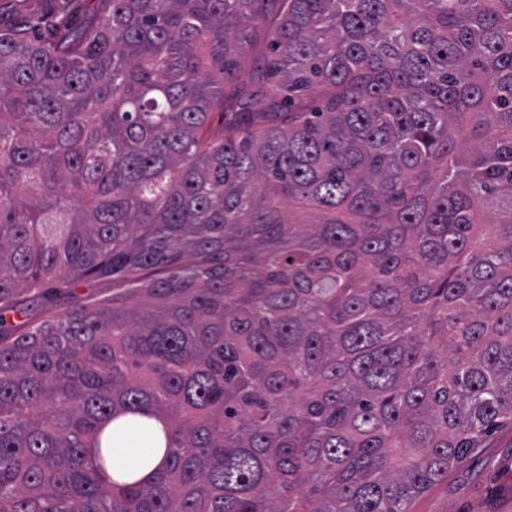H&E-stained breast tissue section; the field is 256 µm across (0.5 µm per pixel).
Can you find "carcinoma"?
Returning a JSON list of instances; mask_svg holds the SVG:
<instances>
[{
  "instance_id": "1",
  "label": "carcinoma",
  "mask_w": 512,
  "mask_h": 512,
  "mask_svg": "<svg viewBox=\"0 0 512 512\" xmlns=\"http://www.w3.org/2000/svg\"><path fill=\"white\" fill-rule=\"evenodd\" d=\"M18 13L0 512H410L512 422V0Z\"/></svg>"
}]
</instances>
